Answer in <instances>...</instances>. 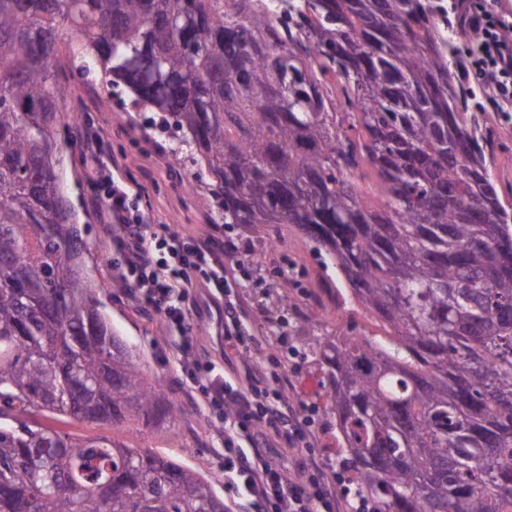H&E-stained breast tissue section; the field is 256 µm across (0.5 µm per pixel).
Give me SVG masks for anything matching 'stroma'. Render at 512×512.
<instances>
[{
	"label": "stroma",
	"instance_id": "35a3bbf8",
	"mask_svg": "<svg viewBox=\"0 0 512 512\" xmlns=\"http://www.w3.org/2000/svg\"><path fill=\"white\" fill-rule=\"evenodd\" d=\"M60 64L68 75L66 109L79 113L81 125L60 123V168L67 196L78 217V229L87 246L85 267L92 280L107 285L101 296L103 311L112 329L130 347L143 377L156 385L163 396L177 399L181 413L165 425H144L133 419L116 426L79 423L64 415H43L42 426L84 437L106 436L132 446L183 462L211 479L216 494L222 495L232 512H250L245 499L224 492V421L210 414L201 396H190L182 388V360L158 316L144 312L126 288L117 286V256L109 227L103 220L104 205L99 190L88 178L85 133L97 131L106 147L123 160V171L143 191L135 204L150 223L167 224L190 239L210 235L218 223V199L197 177L189 159L173 161L176 139L156 124L155 113L135 108L121 89L107 90L98 79L74 69L69 58ZM473 95L469 109L488 121L497 133L494 170L502 182L512 183V108H487L481 87L467 78ZM225 235L246 246L253 262L239 279L237 290L246 327V352L224 345V316L201 296L207 311L192 317L193 336L212 355L218 370L240 365L242 360L261 365L284 360L286 346L302 350L324 331L353 337L378 336L381 322L375 321L354 300L336 299L337 272L323 267L313 242L292 226L267 224L255 230L239 224L224 226ZM277 241L279 248L269 255L265 247ZM291 292L295 306L281 300ZM288 383L282 396L291 405L307 407L313 420L311 449L332 470H340L348 456L336 442V419L327 406L328 371L319 359L303 354L288 367Z\"/></svg>",
	"mask_w": 512,
	"mask_h": 512
}]
</instances>
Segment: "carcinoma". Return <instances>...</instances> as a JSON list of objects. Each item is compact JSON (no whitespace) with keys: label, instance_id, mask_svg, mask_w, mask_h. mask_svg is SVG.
Listing matches in <instances>:
<instances>
[{"label":"carcinoma","instance_id":"obj_1","mask_svg":"<svg viewBox=\"0 0 512 512\" xmlns=\"http://www.w3.org/2000/svg\"><path fill=\"white\" fill-rule=\"evenodd\" d=\"M0 0V512H225L181 462L36 417L180 413L84 273L53 164L63 44L159 113L226 224H291L386 339L324 332L328 405L375 512L512 504V189L436 0ZM381 206L364 205L358 173Z\"/></svg>","mask_w":512,"mask_h":512}]
</instances>
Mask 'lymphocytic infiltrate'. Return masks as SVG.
I'll list each match as a JSON object with an SVG mask.
<instances>
[{"instance_id": "f902f5d3", "label": "lymphocytic infiltrate", "mask_w": 512, "mask_h": 512, "mask_svg": "<svg viewBox=\"0 0 512 512\" xmlns=\"http://www.w3.org/2000/svg\"><path fill=\"white\" fill-rule=\"evenodd\" d=\"M465 22L478 35L469 67L479 74L488 103L511 105L512 22L499 14L496 0ZM87 152L89 177L104 190L112 245L122 258L120 280L176 333L188 388L201 390L212 409L232 413L224 428L225 489L245 494L256 512H362L337 495L328 467L311 453L309 419L282 402L284 374L247 363L234 376L218 375L195 351L189 324L200 312L195 288L201 283L212 294H223L240 265L241 245L229 237L221 243L212 237L191 242L169 225L148 223L136 214L126 183L111 174L118 157L103 155L94 134L87 138ZM198 271L203 281H196ZM275 443L299 452L294 466L283 467L271 456Z\"/></svg>"}]
</instances>
